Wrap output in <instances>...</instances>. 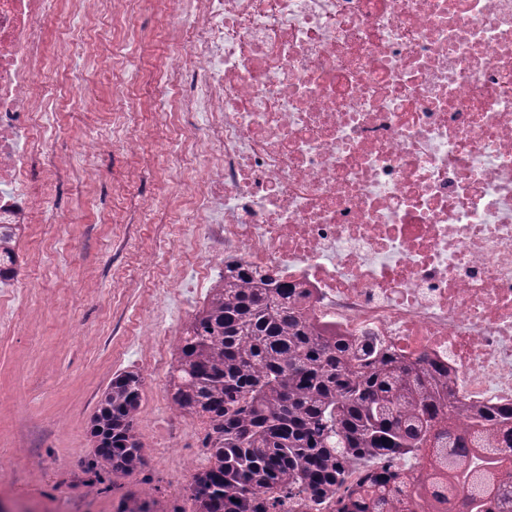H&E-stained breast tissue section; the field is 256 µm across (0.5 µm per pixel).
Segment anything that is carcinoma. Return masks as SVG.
Returning a JSON list of instances; mask_svg holds the SVG:
<instances>
[{"mask_svg":"<svg viewBox=\"0 0 512 512\" xmlns=\"http://www.w3.org/2000/svg\"><path fill=\"white\" fill-rule=\"evenodd\" d=\"M22 225L0 224V279L15 277ZM296 289L224 265L185 324L169 379L173 411L205 421L209 465L188 485L190 512H278L282 499L336 512H512V408L460 401L443 370L387 355L372 339L316 336ZM143 379L112 378L91 419L86 472L112 482L145 465L136 430ZM412 457L416 468L394 471ZM353 472L362 483L347 485ZM125 512H158L148 493Z\"/></svg>","mask_w":512,"mask_h":512,"instance_id":"1","label":"carcinoma"}]
</instances>
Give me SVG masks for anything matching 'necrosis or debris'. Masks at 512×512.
<instances>
[{"mask_svg":"<svg viewBox=\"0 0 512 512\" xmlns=\"http://www.w3.org/2000/svg\"><path fill=\"white\" fill-rule=\"evenodd\" d=\"M78 16L161 41L158 65L64 32ZM74 55L90 69L53 75ZM96 76L123 104V190L155 160L144 115L204 131L182 148L201 176L169 163L140 202L199 217V264L169 301L232 261L304 291L321 335L376 339L464 402L512 406V0H0V224L64 223L34 180L101 141L72 155L30 129L52 81L99 113L81 91Z\"/></svg>","mask_w":512,"mask_h":512,"instance_id":"1","label":"necrosis or debris"}]
</instances>
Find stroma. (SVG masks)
<instances>
[{
	"mask_svg": "<svg viewBox=\"0 0 512 512\" xmlns=\"http://www.w3.org/2000/svg\"><path fill=\"white\" fill-rule=\"evenodd\" d=\"M103 102L93 117L67 112L61 101L58 123L46 134L56 146L72 149L75 134L98 136L95 159L101 172L71 224L40 222L19 244L18 274L0 292V512H121L129 492L155 488L164 512L186 505L188 484L175 480L176 460L207 466L193 431L174 421L166 392L171 360L155 363L146 337L153 328L180 333L193 305L165 318L161 290L170 266H190L193 250L172 251L170 242L196 237L190 209L160 207L145 214L140 196L154 189L155 172L145 171L139 194L113 198L128 163L112 138L122 108L106 83L87 85ZM114 209L115 223L98 221ZM160 253L158 264H138L141 248ZM143 337L132 341L135 328ZM138 372L144 381L137 430L146 464L117 483L90 485L82 464L92 458L89 421L112 377Z\"/></svg>",
	"mask_w": 512,
	"mask_h": 512,
	"instance_id": "35a3bbf8",
	"label": "stroma"
}]
</instances>
